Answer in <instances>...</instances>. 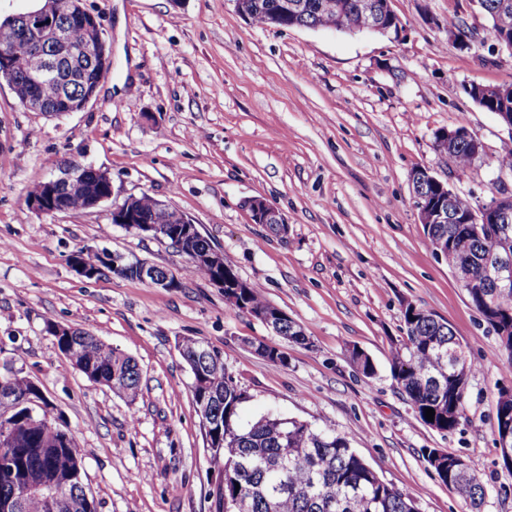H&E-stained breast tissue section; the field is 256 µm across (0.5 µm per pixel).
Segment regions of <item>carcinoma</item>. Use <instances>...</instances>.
Masks as SVG:
<instances>
[{
  "label": "carcinoma",
  "instance_id": "cac0c4a2",
  "mask_svg": "<svg viewBox=\"0 0 512 512\" xmlns=\"http://www.w3.org/2000/svg\"><path fill=\"white\" fill-rule=\"evenodd\" d=\"M293 5L285 19L277 18L284 3ZM381 6L385 0H248L253 20L275 27L334 28L338 31H362L372 18L365 13L366 3ZM475 10L489 22V35L497 40L507 35L512 40V0H477ZM451 160L457 169L467 172L473 159L470 146L459 143ZM421 194L433 207L448 201V189L427 183ZM142 218L163 222L158 201L148 195L139 198ZM424 234L430 246L447 237L448 267L467 262L477 282H482L483 261L497 251L496 231L469 232L465 224H426ZM195 272L210 276L213 270L224 273V285L239 287L235 308L245 312L273 310L274 306L258 296V288L245 287L231 262L217 267L192 264ZM405 338L391 349L390 370L401 390L408 396L419 417L438 431L454 430L463 415L466 388L451 379L452 362L448 347L455 336L448 322L432 318V312L407 305L403 313ZM46 330L55 336L58 350L89 380L102 384L113 393L133 402L141 391V371L130 356L112 348L93 334L76 329L70 336H58L52 324ZM180 355L191 374L189 384L196 407L211 405L216 414L202 425L203 439L213 461H220L218 472L224 474V491L219 500L231 508L235 498H248L247 512H417L412 497L385 482L351 448L349 441L329 427L314 428L293 419L265 415L243 423L240 411L250 395L224 365L223 356L196 339L178 345ZM352 362L366 377L375 374L372 359L359 349H352ZM11 393L0 395V419L12 422L21 440L14 454V470H0V496H7L22 483L35 487L50 474H66L81 457L74 436L57 426L33 421L31 412L38 399L46 407L51 401L34 389L30 378L4 375ZM498 391L496 421L498 442H503L502 410L512 420V400H504ZM435 411L434 421L425 417V409ZM454 463L456 454L438 448L425 452L427 463L438 478L469 504V512H483L486 497L481 478L470 468L455 469L434 465V456ZM22 512H97L86 483L65 487L61 498L50 505L45 493L33 490Z\"/></svg>",
  "mask_w": 512,
  "mask_h": 512
}]
</instances>
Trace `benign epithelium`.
Masks as SVG:
<instances>
[{
	"instance_id": "1",
	"label": "benign epithelium",
	"mask_w": 512,
	"mask_h": 512,
	"mask_svg": "<svg viewBox=\"0 0 512 512\" xmlns=\"http://www.w3.org/2000/svg\"><path fill=\"white\" fill-rule=\"evenodd\" d=\"M78 26L93 49L98 71L106 76L111 65L110 57L106 54L104 32L96 17L84 7L83 0H46V4L34 10L10 18L7 24L0 28V76L5 81L23 80L31 87L33 94L23 107L31 112H42L46 115L66 112H81L95 99L98 86L94 85L85 90L78 100H63L53 111L38 94L41 85L58 81L61 78L59 61L67 59L71 67L79 66L82 59L69 49L66 34L69 26ZM23 41L32 47V51L19 57L14 53L15 43ZM53 47L56 55L48 56V47ZM478 91V99H490L512 96V87L483 86L473 83ZM464 138L470 143L476 155H481L483 145L468 129L456 127L438 133V145L443 151H452L456 141ZM93 173L98 183L93 185L87 179L88 173ZM112 195V182L108 175L92 166H68L60 176L52 178L43 184V194L28 198L29 207L41 213L66 212L70 203L78 199L93 208L108 200ZM136 198L127 199L122 205L112 210V220L140 234H149L155 238L167 236L168 227L160 224L145 222L137 215ZM254 210L266 215L278 216L279 235H288L289 225L284 216L263 198L251 199ZM419 221L422 224H450L451 207L422 208L421 200H416ZM169 223L179 225L178 236L183 240L192 241L200 230L187 216L174 213ZM467 223L480 227L482 224H500L499 240L503 250L486 263L488 282L496 288V293H505L512 289V193H500L493 200L480 205L467 219ZM112 268H120L135 278L150 282L163 288H175L178 278L168 270L152 265L121 266L116 260L107 259ZM18 433L12 425L3 420L0 422V464L6 466L13 458L10 448L18 443Z\"/></svg>"
}]
</instances>
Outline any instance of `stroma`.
<instances>
[{"label": "stroma", "instance_id": "35a3bbf8", "mask_svg": "<svg viewBox=\"0 0 512 512\" xmlns=\"http://www.w3.org/2000/svg\"><path fill=\"white\" fill-rule=\"evenodd\" d=\"M390 5L401 28L379 35L262 25L233 0H84L111 57L85 110L31 112L0 82V372L31 378L50 398L55 424L76 437L98 512H218L224 481L177 348L187 337L220 352L247 390L242 421L272 412L335 429L417 512H469L423 456L459 454L484 482V512H512V468L496 444L497 391L512 388V369L429 246L411 181L427 169L476 205L512 189V171L497 163L512 135L466 92L473 81L512 85V53L496 50L467 0ZM452 19L474 31L472 48L455 40ZM461 121L484 147L464 175L435 142ZM68 165L107 173L111 198L31 210L28 192ZM144 194L191 218L309 344L228 304L168 240L112 223L113 208ZM253 197L285 216L287 236L252 221ZM81 249L165 268L180 285L80 276L70 258ZM410 303L448 322L472 366L450 432L419 420L390 371ZM50 322L133 357L136 401L75 370ZM259 343L287 364H269ZM355 347L373 377L353 365Z\"/></svg>", "mask_w": 512, "mask_h": 512}]
</instances>
